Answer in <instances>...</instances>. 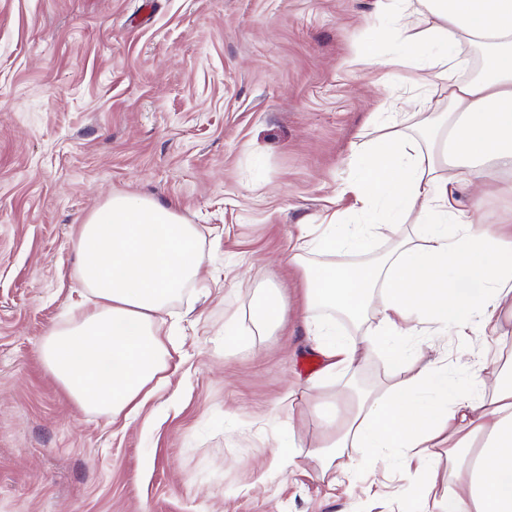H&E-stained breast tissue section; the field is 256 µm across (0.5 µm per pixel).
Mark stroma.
<instances>
[{
  "label": "stroma",
  "instance_id": "1",
  "mask_svg": "<svg viewBox=\"0 0 512 512\" xmlns=\"http://www.w3.org/2000/svg\"><path fill=\"white\" fill-rule=\"evenodd\" d=\"M374 0H0V512H402L400 450L320 472L300 227L335 210L353 145L406 73L359 64ZM175 204L207 233L201 279L167 315L174 368L141 412L81 411L45 370L46 329L87 302L76 226L113 193ZM484 223L512 198L462 187ZM276 289L285 326L252 332ZM234 316L247 342L225 343ZM420 362L462 375L459 337L425 326ZM293 426L298 466L273 436Z\"/></svg>",
  "mask_w": 512,
  "mask_h": 512
}]
</instances>
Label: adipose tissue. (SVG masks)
Wrapping results in <instances>:
<instances>
[{"instance_id": "adipose-tissue-1", "label": "adipose tissue", "mask_w": 512, "mask_h": 512, "mask_svg": "<svg viewBox=\"0 0 512 512\" xmlns=\"http://www.w3.org/2000/svg\"><path fill=\"white\" fill-rule=\"evenodd\" d=\"M392 49L367 64L406 70L421 96L416 111L373 114L341 194L357 210L398 228L371 252L372 227L338 213L305 225L291 256L305 308L342 313L361 337L306 318L325 357L323 375H354L362 352L386 346L400 383L386 391L343 390V418L321 421L312 449L322 472L345 458V474L376 473L384 450L416 454L433 488L432 447L448 444L454 479L443 512H512V365L485 364L463 380L419 363L409 336L425 324L484 346L512 314V226L482 223L458 199L484 179L512 195V0H376ZM78 278L90 307L45 334L46 371L75 405L108 418L137 412L171 367L163 313L204 263L198 225L171 205L115 193L78 226Z\"/></svg>"}]
</instances>
